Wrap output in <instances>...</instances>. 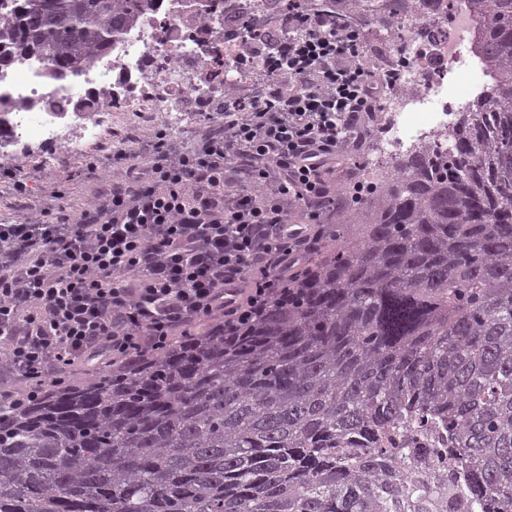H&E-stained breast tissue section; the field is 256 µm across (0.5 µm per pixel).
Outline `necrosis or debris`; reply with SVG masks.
I'll list each match as a JSON object with an SVG mask.
<instances>
[{
    "instance_id": "1",
    "label": "necrosis or debris",
    "mask_w": 512,
    "mask_h": 512,
    "mask_svg": "<svg viewBox=\"0 0 512 512\" xmlns=\"http://www.w3.org/2000/svg\"><path fill=\"white\" fill-rule=\"evenodd\" d=\"M285 0H156L119 34L111 52L91 58L63 82L48 81L33 59L16 61L0 77V114L11 137L0 156L18 157L21 145L77 147L97 138L108 112H158L171 127L193 107L186 95L202 86L230 89L253 74L256 48L237 34L244 21L273 34ZM373 16L395 14L370 60L400 85L381 102V141L399 151L445 143L459 98L473 99L485 84L474 55L478 18L465 0H360Z\"/></svg>"
}]
</instances>
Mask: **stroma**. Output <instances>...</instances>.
I'll use <instances>...</instances> for the list:
<instances>
[{
  "instance_id": "obj_1",
  "label": "stroma",
  "mask_w": 512,
  "mask_h": 512,
  "mask_svg": "<svg viewBox=\"0 0 512 512\" xmlns=\"http://www.w3.org/2000/svg\"><path fill=\"white\" fill-rule=\"evenodd\" d=\"M162 118L149 112L109 113L97 141L77 148H63L54 144H32L25 147L17 161L21 174L35 178L39 188L33 197L15 196L9 184L0 183V223L23 220L47 207L45 190L50 183L64 184L69 192L68 202L79 208L91 200L102 183L83 176L82 171L91 159H103L107 153L126 148L127 136L150 140L162 129Z\"/></svg>"
}]
</instances>
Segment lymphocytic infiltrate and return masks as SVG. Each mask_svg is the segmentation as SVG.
<instances>
[{"mask_svg":"<svg viewBox=\"0 0 512 512\" xmlns=\"http://www.w3.org/2000/svg\"><path fill=\"white\" fill-rule=\"evenodd\" d=\"M362 32L299 0L261 74L192 145L158 130L113 154L120 178L85 207L59 190L37 219L0 224V369L35 392L75 359L150 354L284 292L336 209L337 156L361 148L358 122L394 87Z\"/></svg>","mask_w":512,"mask_h":512,"instance_id":"f902f5d3","label":"lymphocytic infiltrate"}]
</instances>
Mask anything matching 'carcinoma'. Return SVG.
Returning a JSON list of instances; mask_svg holds the SVG:
<instances>
[{
  "label": "carcinoma",
  "instance_id": "cac0c4a2",
  "mask_svg": "<svg viewBox=\"0 0 512 512\" xmlns=\"http://www.w3.org/2000/svg\"><path fill=\"white\" fill-rule=\"evenodd\" d=\"M155 0H11L17 55L60 82ZM490 96L455 145L391 159L337 242L235 334L22 392L0 419V512H512V0H468ZM448 425L463 483L415 491L346 448Z\"/></svg>",
  "mask_w": 512,
  "mask_h": 512
}]
</instances>
